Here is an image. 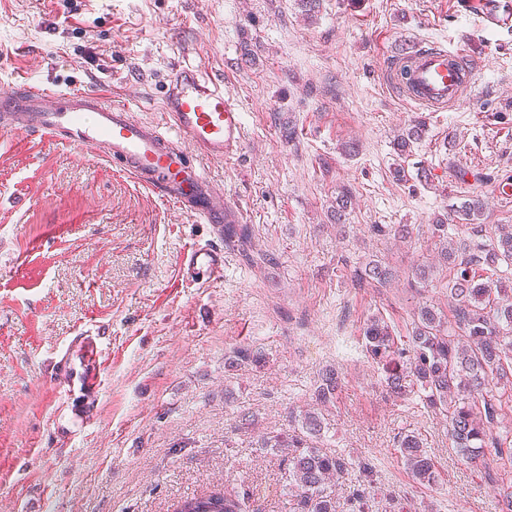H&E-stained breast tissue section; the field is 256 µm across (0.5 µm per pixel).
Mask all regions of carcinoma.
Returning <instances> with one entry per match:
<instances>
[{
  "mask_svg": "<svg viewBox=\"0 0 512 512\" xmlns=\"http://www.w3.org/2000/svg\"><path fill=\"white\" fill-rule=\"evenodd\" d=\"M482 201L463 202L456 217L467 237L459 242L448 234V220L441 216L427 225L430 239L441 247L447 268L448 305L454 318L422 304L413 312L411 330L400 337L382 319L363 329L368 355L385 373L389 396H417L423 407L442 417L448 439L463 461L472 466L484 460L485 449L512 459V428L503 426L512 411V226L474 224ZM378 237H412L408 224H373ZM249 236L244 225H224V241L242 242ZM347 276L360 288H385L394 273L379 260L344 265ZM341 387V377L327 370L315 389L316 401L330 402ZM292 431L261 440V447L284 453L288 461V485L296 492L291 512H336L331 481L359 465L366 483L373 482L367 462H354L320 446L322 421L312 413L289 411ZM399 448L420 485L437 482L435 459L414 432L401 436ZM498 512H512V471L497 479ZM176 512H245V498L214 491L186 498Z\"/></svg>",
  "mask_w": 512,
  "mask_h": 512,
  "instance_id": "carcinoma-1",
  "label": "carcinoma"
}]
</instances>
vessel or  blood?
Masks as SVG:
<instances>
[{
  "label": "vessel or blood",
  "instance_id": "vessel-or-blood-1",
  "mask_svg": "<svg viewBox=\"0 0 512 512\" xmlns=\"http://www.w3.org/2000/svg\"><path fill=\"white\" fill-rule=\"evenodd\" d=\"M476 72L464 53L413 44L392 59L388 82L403 100L431 112L455 109L468 99ZM19 132L47 136L119 163L138 183L174 202L199 223L222 234L243 221L238 199L217 186L202 160L224 162L241 151L245 135L242 108L228 82L200 63L183 59L167 85L161 118L147 121L104 95L22 85L0 99V135ZM183 281L205 286L224 277V250L204 244L187 251ZM76 377L84 396L100 384L99 350L81 340Z\"/></svg>",
  "mask_w": 512,
  "mask_h": 512
}]
</instances>
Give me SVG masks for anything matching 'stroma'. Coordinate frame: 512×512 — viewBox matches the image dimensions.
I'll return each instance as SVG.
<instances>
[{
	"label": "stroma",
	"mask_w": 512,
	"mask_h": 512,
	"mask_svg": "<svg viewBox=\"0 0 512 512\" xmlns=\"http://www.w3.org/2000/svg\"><path fill=\"white\" fill-rule=\"evenodd\" d=\"M458 0H0V97L21 84L100 90L159 117L183 53L228 78L246 141L208 176L241 203L246 247L224 278L185 285L186 251L206 225L105 157L36 135L0 140V512H174L214 490L246 512H288L286 463L259 448L288 431L289 409L319 410L324 441L376 466L369 512H495L490 476L512 460L465 463L443 422L390 398L362 328L375 314L406 335L419 301L447 309L434 217L471 197L484 224L512 225V26L488 29ZM462 50L477 83L467 102L427 112L400 100L389 62L407 43ZM425 120L406 154L396 135ZM471 175L459 179L458 169ZM484 181H474V174ZM351 189L345 229L330 212ZM374 224H412V242ZM376 255L396 278L357 287L338 259ZM434 265L423 293L413 265ZM101 350L85 401L59 376L79 338ZM261 364L230 367L235 350ZM338 370L318 406L322 372ZM439 463L413 480L400 435ZM341 386V377L338 371L326 370L320 377L319 385L315 389L316 402L330 403Z\"/></svg>",
	"instance_id": "stroma-1"
}]
</instances>
